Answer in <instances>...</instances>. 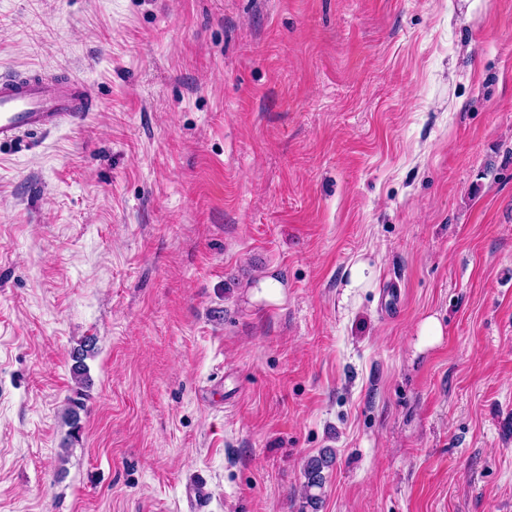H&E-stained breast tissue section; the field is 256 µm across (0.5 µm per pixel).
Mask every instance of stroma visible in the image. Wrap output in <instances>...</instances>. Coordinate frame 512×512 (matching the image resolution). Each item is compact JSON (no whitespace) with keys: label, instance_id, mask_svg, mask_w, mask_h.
I'll return each instance as SVG.
<instances>
[{"label":"stroma","instance_id":"obj_1","mask_svg":"<svg viewBox=\"0 0 512 512\" xmlns=\"http://www.w3.org/2000/svg\"><path fill=\"white\" fill-rule=\"evenodd\" d=\"M32 69L94 108L0 145V512H512V0H0ZM348 284L346 288H369L374 277V271L368 262L357 260L348 268ZM95 350L94 338L87 337L74 348L72 352L73 364L71 367L72 377L77 385L84 387L88 385V366L86 360L93 356ZM333 464L332 453L324 451L318 456L310 458L304 468V492L306 499L311 506L315 507L319 501V495L312 493L313 490H321L324 485L325 469H329Z\"/></svg>","mask_w":512,"mask_h":512}]
</instances>
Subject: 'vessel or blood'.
<instances>
[{
	"mask_svg": "<svg viewBox=\"0 0 512 512\" xmlns=\"http://www.w3.org/2000/svg\"><path fill=\"white\" fill-rule=\"evenodd\" d=\"M93 108L75 85L33 71L26 81L0 76V143L84 120Z\"/></svg>",
	"mask_w": 512,
	"mask_h": 512,
	"instance_id": "obj_1",
	"label": "vessel or blood"
}]
</instances>
